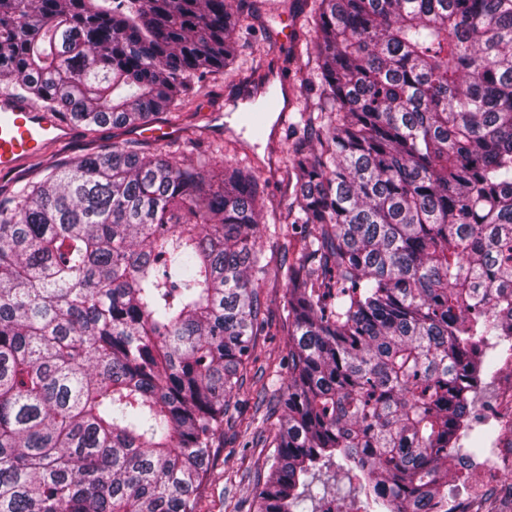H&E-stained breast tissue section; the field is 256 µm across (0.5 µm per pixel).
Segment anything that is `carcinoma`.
<instances>
[{
    "mask_svg": "<svg viewBox=\"0 0 512 512\" xmlns=\"http://www.w3.org/2000/svg\"><path fill=\"white\" fill-rule=\"evenodd\" d=\"M283 208L198 138L45 167L0 200V512H197L283 284L288 364L237 423L254 512H433L512 353V0H311ZM249 0H0V84L74 125L179 117ZM265 237L282 242L267 256ZM499 366H501L502 369L494 379H490L489 377H483L484 383L482 384L481 388L476 394V417L479 421L482 420L479 417L480 413L484 410V408L491 406L496 401L499 386L507 381V375L510 374L509 370L506 367V363H504L503 361L500 363V358ZM355 486V480L350 485L346 478L339 477L338 487L340 490L337 494L336 512H361L359 509V495L355 490Z\"/></svg>",
    "mask_w": 512,
    "mask_h": 512,
    "instance_id": "1",
    "label": "carcinoma"
}]
</instances>
